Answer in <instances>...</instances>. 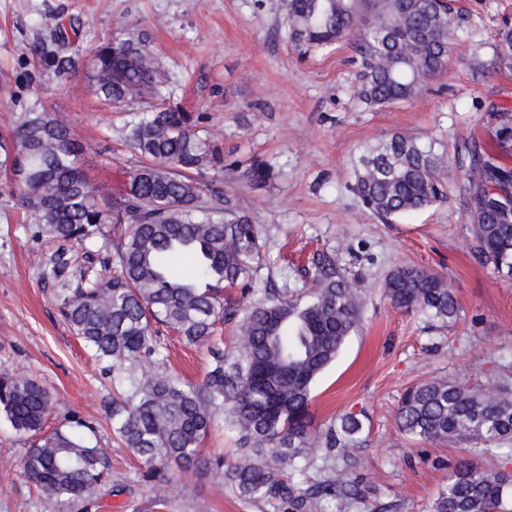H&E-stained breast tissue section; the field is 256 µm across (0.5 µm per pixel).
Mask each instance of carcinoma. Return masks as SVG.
I'll return each mask as SVG.
<instances>
[{
  "label": "carcinoma",
  "instance_id": "carcinoma-1",
  "mask_svg": "<svg viewBox=\"0 0 512 512\" xmlns=\"http://www.w3.org/2000/svg\"><path fill=\"white\" fill-rule=\"evenodd\" d=\"M454 0H284L288 43L300 56L354 45L361 62L359 95L369 106L414 98L422 85L448 66L455 39ZM489 66L512 72V26L491 44ZM90 88L98 97L124 105L170 98L167 79L149 42L120 33L92 50ZM490 134L500 151L512 153V110L492 107ZM202 117L179 106L161 105L130 120L124 137L144 161L125 173L122 187L103 206L82 165L87 151L73 129L43 106L20 114L14 129L11 165L25 174L13 191L31 220L64 245L107 239L110 224L125 230L103 260L104 273L80 274L70 286L65 252L50 259L59 310L103 369L112 372L115 435L150 468L158 497L169 483L165 466L196 472L219 467L200 445L217 413L238 430L239 462L224 478L245 499L277 500L284 512H315L318 501L342 499L357 489L339 475L304 489L296 477L314 465L316 445L325 457L342 451L362 432L352 415L324 433L313 434L311 388L362 321L361 290L329 259L316 263L307 300L278 288L236 309L230 293L252 294L255 274L266 259L251 217L228 206L216 186L197 176L221 169L220 150L198 134ZM465 181L472 219L473 250L498 275L512 278V167L476 142L454 156L435 144L396 133L358 156L351 191L384 223L448 201L445 182ZM266 161L247 168L254 183L270 180ZM210 195L212 202L204 200ZM168 254L197 263L187 279L173 278ZM392 306L453 321L459 307L447 278L424 267L397 265L386 276ZM237 320L241 339L232 353L208 348L210 367L202 382L188 383L162 369L159 327L192 344L208 343L216 324ZM51 403L36 379L0 370V414L12 427L36 437L22 467L39 494L61 505L89 501L112 484L106 449L84 434H42ZM400 429L423 440L467 443L429 512H512V463L484 465L495 446L512 441V386H468L446 379L421 381L401 398Z\"/></svg>",
  "mask_w": 512,
  "mask_h": 512
}]
</instances>
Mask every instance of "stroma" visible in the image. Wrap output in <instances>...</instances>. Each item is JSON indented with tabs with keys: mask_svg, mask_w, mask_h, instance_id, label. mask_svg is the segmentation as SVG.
<instances>
[{
	"mask_svg": "<svg viewBox=\"0 0 512 512\" xmlns=\"http://www.w3.org/2000/svg\"><path fill=\"white\" fill-rule=\"evenodd\" d=\"M448 67L413 100L370 108L358 96L352 44L299 57L284 36L282 0H0V141L9 142L20 115L36 103L53 108L89 149L82 164L101 197L120 185L139 154L124 140L129 115L89 89V53L123 30L140 32L164 71L173 103L202 113L201 137L238 169L212 170L224 196L261 230L266 261L258 286L299 293L323 256L361 277L364 320L336 361L318 378L310 411L325 430L353 414L363 430L335 469L357 484L358 499L321 504L318 512H428L448 481L462 446L420 440L398 427L396 408L412 384L442 378L495 386L512 378V280L497 277L471 251V217L450 180L448 204L384 224L350 191L353 164L369 145L397 132L436 140L455 153L463 140L488 141V105L512 108V73L478 74L512 0H458ZM77 34L57 47L58 22ZM76 64L57 76L56 52ZM261 157L273 178L253 184L241 168ZM57 245L38 233L0 167V368L40 380L50 391L46 430L93 427L107 449L112 486L95 504L61 507L39 496L22 469L32 443L0 418V512H282L274 501H248L219 470L169 468V493L158 501L144 464L112 431V378L105 375L59 312L56 282L45 263ZM408 264L444 275L460 312L440 322L394 308L383 295L389 270ZM166 367L201 382L206 347L166 336Z\"/></svg>",
	"mask_w": 512,
	"mask_h": 512,
	"instance_id": "35a3bbf8",
	"label": "stroma"
}]
</instances>
